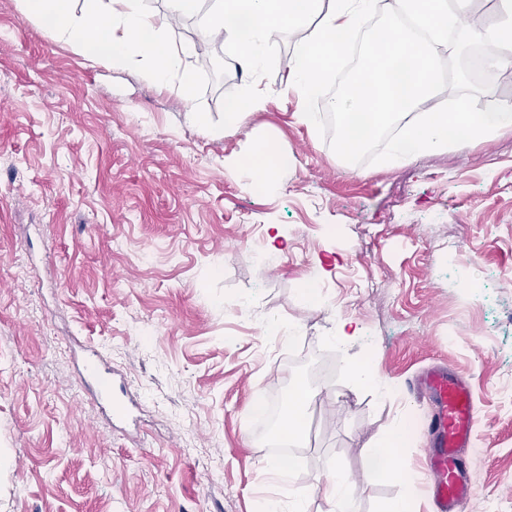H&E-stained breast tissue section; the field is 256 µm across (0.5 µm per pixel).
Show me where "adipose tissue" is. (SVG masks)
<instances>
[{"label": "adipose tissue", "mask_w": 512, "mask_h": 512, "mask_svg": "<svg viewBox=\"0 0 512 512\" xmlns=\"http://www.w3.org/2000/svg\"><path fill=\"white\" fill-rule=\"evenodd\" d=\"M23 13L44 22L59 42L78 45L90 64H137L158 88L178 80L183 94H191L195 73L188 63V47L169 43L143 0H88L74 13L71 0H20ZM377 0H212L199 23L207 37L224 42L251 71L262 69L266 52L286 26L317 16L308 38L299 42L288 61L286 90L296 96L300 122L313 126L317 113L307 105L319 91L332 62L345 50L346 37L359 33L374 12ZM473 0H397L432 39L414 41L403 29L388 26L367 47L369 63L342 93L330 102L341 118L337 152L342 158L361 153L381 125L396 122L402 130L389 144L388 162H402L447 150L458 139L489 138L512 130V103L478 115L467 113L466 99L449 109L435 102L440 75L435 56L451 30L467 32L487 51L485 63L495 71L512 69V0H497L493 21L469 23ZM316 393L304 385L289 394L288 414L281 421L280 438L299 442L304 416Z\"/></svg>", "instance_id": "1"}]
</instances>
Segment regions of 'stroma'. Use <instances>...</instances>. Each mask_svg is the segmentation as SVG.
Here are the masks:
<instances>
[{
  "label": "stroma",
  "instance_id": "obj_1",
  "mask_svg": "<svg viewBox=\"0 0 512 512\" xmlns=\"http://www.w3.org/2000/svg\"><path fill=\"white\" fill-rule=\"evenodd\" d=\"M146 5L194 48L191 101L140 67L89 65L0 0V512H260L291 494L329 512L318 487L335 465L359 512H383L403 483L371 474L368 447L407 417L398 466L423 474L431 405L409 387L436 362L472 388L467 512H512V131L402 165L383 143L342 161L335 78L308 104L313 127L283 93L306 30L254 74L197 17ZM475 50L449 35L441 99L512 101V73L475 79ZM254 84L264 110L212 137ZM259 138L276 183L231 165ZM312 281L327 288L315 301ZM344 319L361 328L346 347ZM91 350L136 398L129 419L83 388ZM356 358L386 390L354 384ZM299 381L318 393L304 438L259 446L254 402ZM282 456L287 484L266 469Z\"/></svg>",
  "mask_w": 512,
  "mask_h": 512
}]
</instances>
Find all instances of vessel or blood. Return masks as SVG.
I'll return each mask as SVG.
<instances>
[{
	"instance_id": "obj_1",
	"label": "vessel or blood",
	"mask_w": 512,
	"mask_h": 512,
	"mask_svg": "<svg viewBox=\"0 0 512 512\" xmlns=\"http://www.w3.org/2000/svg\"><path fill=\"white\" fill-rule=\"evenodd\" d=\"M415 389L433 407L422 421L431 439L424 451L430 494L438 512H465L476 492L465 466L476 424L469 381L460 370L439 365L417 379Z\"/></svg>"
}]
</instances>
